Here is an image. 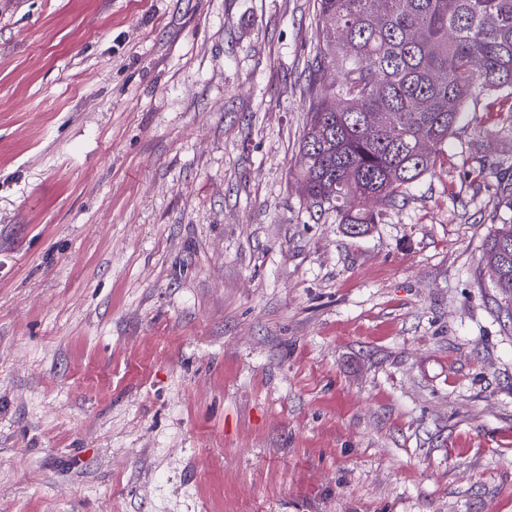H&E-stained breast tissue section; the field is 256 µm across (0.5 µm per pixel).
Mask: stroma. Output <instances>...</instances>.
I'll use <instances>...</instances> for the list:
<instances>
[{
    "mask_svg": "<svg viewBox=\"0 0 512 512\" xmlns=\"http://www.w3.org/2000/svg\"><path fill=\"white\" fill-rule=\"evenodd\" d=\"M317 0H0V512H512V112L360 236L298 176ZM485 258L493 272L492 281L502 295L512 297V220L497 228L485 247Z\"/></svg>",
    "mask_w": 512,
    "mask_h": 512,
    "instance_id": "stroma-1",
    "label": "stroma"
}]
</instances>
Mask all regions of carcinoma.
<instances>
[{
    "label": "carcinoma",
    "mask_w": 512,
    "mask_h": 512,
    "mask_svg": "<svg viewBox=\"0 0 512 512\" xmlns=\"http://www.w3.org/2000/svg\"><path fill=\"white\" fill-rule=\"evenodd\" d=\"M318 2L322 47L299 173L309 200L359 235L434 168L470 108L512 110V0ZM485 258L511 298L512 220L488 239Z\"/></svg>",
    "instance_id": "carcinoma-1"
}]
</instances>
